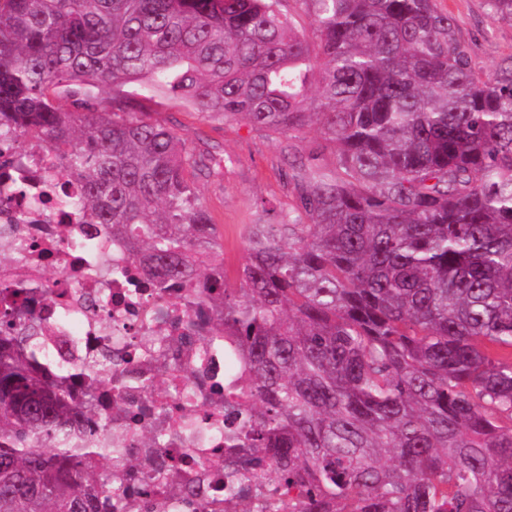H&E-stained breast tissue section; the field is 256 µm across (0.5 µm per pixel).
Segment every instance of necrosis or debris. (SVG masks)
Wrapping results in <instances>:
<instances>
[{"label": "necrosis or debris", "mask_w": 512, "mask_h": 512, "mask_svg": "<svg viewBox=\"0 0 512 512\" xmlns=\"http://www.w3.org/2000/svg\"><path fill=\"white\" fill-rule=\"evenodd\" d=\"M25 180L31 193L14 195ZM80 190L36 143L23 168L0 171V247L15 253L12 267L0 268V299L6 288L25 289L26 320L47 326L49 347L71 345L90 374L112 450L104 472L112 490L97 512H135L145 493L154 512H183L173 489L194 484L207 489L197 512H234L238 498L255 512H288L283 492L225 445L227 412L247 405L234 393L241 363L213 325L204 283L156 287L106 225L78 223L54 200ZM146 432L157 446L142 445Z\"/></svg>", "instance_id": "necrosis-or-debris-1"}]
</instances>
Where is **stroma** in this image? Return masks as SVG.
<instances>
[{
	"label": "stroma",
	"mask_w": 512,
	"mask_h": 512,
	"mask_svg": "<svg viewBox=\"0 0 512 512\" xmlns=\"http://www.w3.org/2000/svg\"><path fill=\"white\" fill-rule=\"evenodd\" d=\"M453 19L461 40L472 47V63L481 73L494 70L512 55V21L492 19L487 0H437ZM145 112L172 126L190 142L218 144L229 164L220 174L201 181L199 194L224 230V266L241 262L248 225L267 221L258 200L270 201L276 211L292 203L290 171L282 144L245 121L204 119L179 102L157 94L142 102Z\"/></svg>",
	"instance_id": "stroma-1"
}]
</instances>
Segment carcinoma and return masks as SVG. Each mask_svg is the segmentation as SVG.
Masks as SVG:
<instances>
[{"label": "carcinoma", "mask_w": 512, "mask_h": 512, "mask_svg": "<svg viewBox=\"0 0 512 512\" xmlns=\"http://www.w3.org/2000/svg\"><path fill=\"white\" fill-rule=\"evenodd\" d=\"M281 2L0 0V137L52 152L62 205L147 278L206 281L288 512H512V55L476 73L435 0H302L309 35ZM155 91L334 149L293 155L232 276L198 191L224 155L142 112ZM24 306L0 310V512H95L112 449Z\"/></svg>", "instance_id": "carcinoma-1"}]
</instances>
